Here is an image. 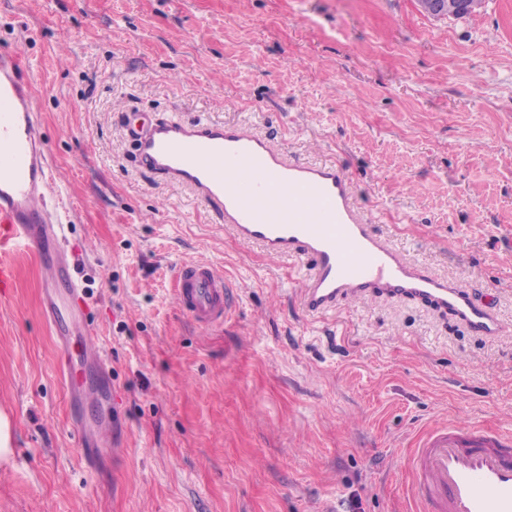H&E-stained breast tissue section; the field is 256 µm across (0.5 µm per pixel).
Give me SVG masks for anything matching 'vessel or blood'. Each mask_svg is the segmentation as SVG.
I'll return each mask as SVG.
<instances>
[{"label":"vessel or blood","instance_id":"obj_1","mask_svg":"<svg viewBox=\"0 0 512 512\" xmlns=\"http://www.w3.org/2000/svg\"><path fill=\"white\" fill-rule=\"evenodd\" d=\"M141 165L191 190L213 207L233 237L272 259L301 262L296 295L310 317L335 313L346 298L389 295L421 300L448 312L480 336L498 335L502 322L488 303L457 281L432 273L367 224L356 188L333 161H291L245 124L159 121L133 135ZM52 176L32 81L21 55L0 49V298L13 288L14 266L1 255L34 247L45 256L49 280L42 316L58 347L57 368L70 400L101 403L77 389L72 339L84 337V357L102 361L75 299L61 225L51 218ZM179 305L200 328L223 323L233 309L224 273L207 261L179 265ZM86 457L98 463L110 445V424L74 423ZM415 512H512V434L483 426L437 423L423 429L408 458Z\"/></svg>","mask_w":512,"mask_h":512}]
</instances>
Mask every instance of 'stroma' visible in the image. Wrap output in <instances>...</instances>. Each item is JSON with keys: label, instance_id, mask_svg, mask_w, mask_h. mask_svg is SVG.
Returning <instances> with one entry per match:
<instances>
[{"label": "stroma", "instance_id": "obj_1", "mask_svg": "<svg viewBox=\"0 0 512 512\" xmlns=\"http://www.w3.org/2000/svg\"><path fill=\"white\" fill-rule=\"evenodd\" d=\"M13 45L123 435L120 462H82L43 265L5 252L0 512H407L419 428L512 431V0L461 19L418 0H0ZM134 113L238 121L287 159L341 164L368 223L493 295L502 334L399 297L309 317L296 264L138 164ZM193 259L235 292L207 330L175 293Z\"/></svg>", "mask_w": 512, "mask_h": 512}]
</instances>
